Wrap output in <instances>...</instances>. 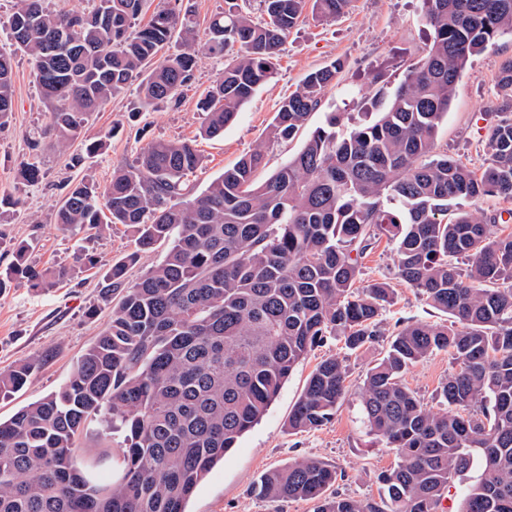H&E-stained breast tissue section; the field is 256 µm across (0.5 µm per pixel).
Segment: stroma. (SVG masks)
Here are the masks:
<instances>
[{
    "instance_id": "obj_1",
    "label": "stroma",
    "mask_w": 512,
    "mask_h": 512,
    "mask_svg": "<svg viewBox=\"0 0 512 512\" xmlns=\"http://www.w3.org/2000/svg\"><path fill=\"white\" fill-rule=\"evenodd\" d=\"M177 3L192 7L202 26L212 14L234 4L252 20L261 18L259 0H147L141 18L149 20L157 10ZM431 39L422 20L421 0H349L345 12L333 20L305 7L282 47L270 83L252 95L222 137L209 139L201 134L203 114L198 101L225 63L224 58L205 55L195 70L193 91L179 105L142 108L139 88L132 85L94 113L86 136H97L113 126L118 132L103 154L87 160L80 169L70 165L71 155L81 149L80 141H73L67 151L58 148L54 135L47 131V107L31 62L25 53L15 52L14 105L7 123L0 127V196L12 197L16 205L0 214V271L11 264L15 246L28 241L33 245L29 263L40 268L64 267L69 274L50 288L36 290L15 281L0 292V372L27 357H44L30 385L10 397H0V419L11 418L67 379L76 360L111 318L112 305L101 296L105 272L134 249L135 234L122 224L103 233L90 228L67 231L56 224V209L67 183L85 175L107 183L113 168L131 164L148 141L159 138L195 141L203 167L191 181L200 189L257 144H264L265 165L257 179L266 181L297 152L308 131L323 124L326 113H343L348 125L371 121L372 100L392 95L423 58ZM510 57L512 36L504 35L472 59L438 130V152L458 156L476 170L487 165L489 132L503 117L498 72ZM336 60L342 64L336 84L324 97L321 110L311 114L304 131L291 141L270 140L269 125L280 102L308 73ZM31 160L37 161L43 174L34 185L18 176L20 167ZM80 246L98 257L96 267H78L74 252ZM392 258L393 245L382 238L359 261V286L386 281L395 290L393 303L382 315L381 336L355 352L328 340L296 365L262 420L197 487L188 512H315L312 500L270 501L254 493L262 474L300 458H316L336 467L335 493L380 500L383 490L378 475L392 468L396 458L363 423L360 391L366 373L383 356L396 325L448 321L396 278ZM330 356L344 358L348 366L346 393L335 417L317 430L289 431V414L310 374ZM457 368L450 353L439 351L413 367L404 380L428 409L436 411L441 407L439 389ZM123 438V433L90 425L78 441L79 462L92 466L95 479L117 481Z\"/></svg>"
}]
</instances>
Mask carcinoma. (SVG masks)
<instances>
[{
    "label": "carcinoma",
    "instance_id": "1",
    "mask_svg": "<svg viewBox=\"0 0 512 512\" xmlns=\"http://www.w3.org/2000/svg\"><path fill=\"white\" fill-rule=\"evenodd\" d=\"M45 0H15L7 18L12 47L0 48V124L13 110L14 50L26 53L46 100L49 132L67 146L91 114L138 83L142 106L176 105L199 55L236 49L200 99L202 134L224 135L302 15L305 0H260L267 20L214 13L199 36L192 10L135 20L145 0H91L86 13H53ZM349 0H314L333 19ZM433 32L428 50L378 117L347 127L328 112L301 149L264 182L257 145L198 193L188 180L202 157L195 143L155 139L104 187L84 176L65 186L56 223L105 230L126 224L136 250L107 270L102 292L112 316L55 391L0 421V512H187L196 487L263 417L294 367L329 336L358 350L380 335L395 291L355 284L358 258L380 235L395 243L398 278L448 315L450 324H401L361 392L363 419L396 465L382 472L380 501L329 495L335 467L315 458L264 473L257 495L309 499L317 512H438L440 499L474 466L461 512H512V232L495 230L482 204L512 199V117L490 133L480 171L436 152L455 86L470 60L512 35V0H422ZM180 48L169 52L173 36ZM154 64L146 69L148 64ZM341 63L310 72L282 100L270 136L293 140L320 109ZM502 102L512 111V60L503 63ZM117 127L85 140L84 159L102 154ZM469 208H462L463 203ZM165 248L138 282L126 278L141 254ZM28 244L0 274L34 289L68 275L26 262ZM437 351L458 370L432 411L403 381ZM42 356L0 372V396L22 390ZM347 368L322 360L288 427L316 430L336 414ZM124 432L123 477L92 484L76 458L92 422Z\"/></svg>",
    "mask_w": 512,
    "mask_h": 512
}]
</instances>
